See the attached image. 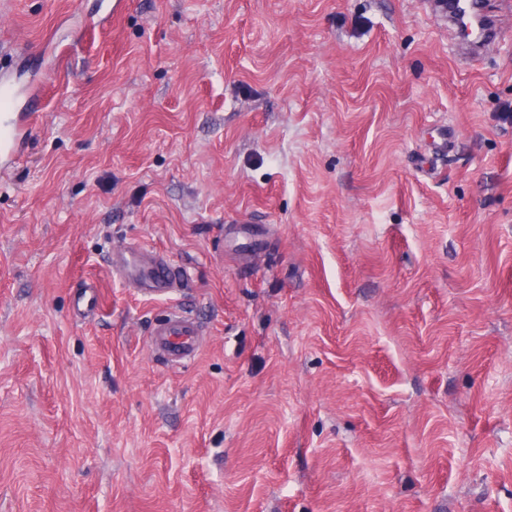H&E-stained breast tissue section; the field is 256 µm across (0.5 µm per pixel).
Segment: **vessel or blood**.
<instances>
[{"label":"vessel or blood","mask_w":512,"mask_h":512,"mask_svg":"<svg viewBox=\"0 0 512 512\" xmlns=\"http://www.w3.org/2000/svg\"><path fill=\"white\" fill-rule=\"evenodd\" d=\"M445 9L452 26L473 28L472 49H480L497 35V20L484 9L483 0H447ZM42 95L38 88L20 94L13 84L0 82V176L17 162L20 145L40 117ZM112 269L135 294L159 299L169 295L185 279L184 270L146 245L126 248L112 257ZM202 334L199 323L184 313L170 312L154 325L150 349L170 363L194 359Z\"/></svg>","instance_id":"obj_1"}]
</instances>
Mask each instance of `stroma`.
<instances>
[{
  "instance_id": "35a3bbf8",
  "label": "stroma",
  "mask_w": 512,
  "mask_h": 512,
  "mask_svg": "<svg viewBox=\"0 0 512 512\" xmlns=\"http://www.w3.org/2000/svg\"><path fill=\"white\" fill-rule=\"evenodd\" d=\"M99 3L0 0L43 90L0 178V512H512L503 0L464 65L437 0ZM143 243L172 298L113 273ZM112 269L135 294L159 299L185 279L186 271L147 245H136L112 255ZM202 330L199 323L184 313L170 312L165 320L154 325L150 349L170 363H181L196 357Z\"/></svg>"
}]
</instances>
